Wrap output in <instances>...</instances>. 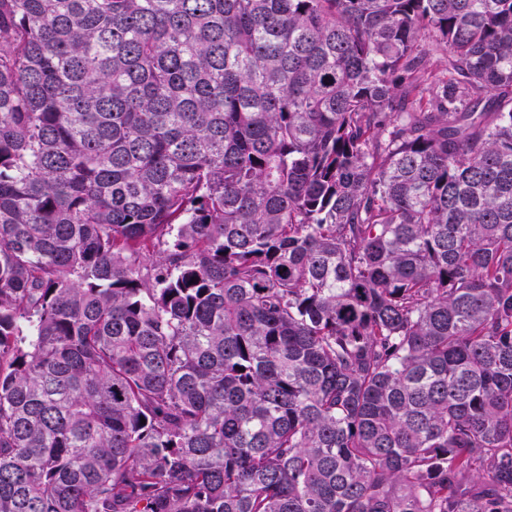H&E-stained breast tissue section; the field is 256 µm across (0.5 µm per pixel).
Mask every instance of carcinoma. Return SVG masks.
Instances as JSON below:
<instances>
[{
    "label": "carcinoma",
    "instance_id": "obj_1",
    "mask_svg": "<svg viewBox=\"0 0 512 512\" xmlns=\"http://www.w3.org/2000/svg\"><path fill=\"white\" fill-rule=\"evenodd\" d=\"M0 512H512V0H0Z\"/></svg>",
    "mask_w": 512,
    "mask_h": 512
}]
</instances>
